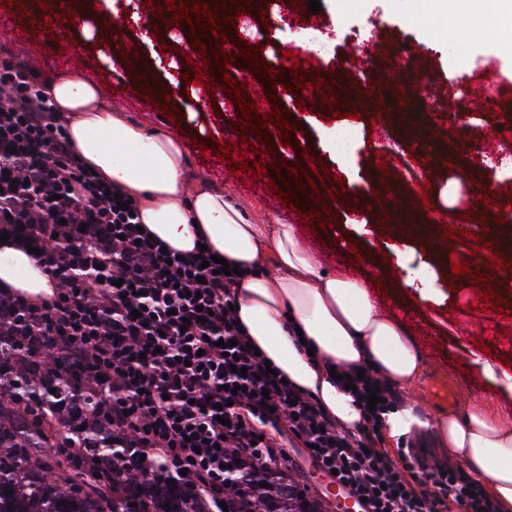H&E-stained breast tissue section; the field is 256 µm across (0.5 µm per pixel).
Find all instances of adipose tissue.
Instances as JSON below:
<instances>
[{"mask_svg": "<svg viewBox=\"0 0 512 512\" xmlns=\"http://www.w3.org/2000/svg\"><path fill=\"white\" fill-rule=\"evenodd\" d=\"M467 9L494 37L512 30V0H467ZM45 90L69 116L67 132L80 160L137 200L147 230L177 251L193 250L204 240L244 270L236 300L239 323L339 429L357 431L362 419L352 395L333 379V367L369 366L393 385L417 391L426 367L423 353L401 320L379 311L368 280L322 269L301 244L296 225L249 223L223 189L204 179L188 183L187 143L129 120L82 70L59 72ZM115 144L135 147L148 166L119 159L111 150ZM386 249L390 266L405 274L404 287L419 304L440 313L444 298L434 288V266L410 274L404 238ZM0 286L42 298L56 288L13 238L0 242ZM433 431L439 460L465 466L486 483L499 512H512V426L474 402L463 416H439Z\"/></svg>", "mask_w": 512, "mask_h": 512, "instance_id": "adipose-tissue-1", "label": "adipose tissue"}]
</instances>
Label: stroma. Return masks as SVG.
I'll return each instance as SVG.
<instances>
[{"instance_id": "obj_1", "label": "stroma", "mask_w": 512, "mask_h": 512, "mask_svg": "<svg viewBox=\"0 0 512 512\" xmlns=\"http://www.w3.org/2000/svg\"><path fill=\"white\" fill-rule=\"evenodd\" d=\"M139 6L140 24H126L122 29H96L86 36L82 28L70 30L68 37L74 48L83 53V69L102 82L112 103L126 112L130 120L148 129L182 134L189 147V174L204 171L198 144L217 137L230 143V158L235 164L250 165L262 161L263 176L250 189L243 190L224 171L207 172L215 186L239 206L245 218L255 224H300L301 211L310 209L311 199L300 200L298 208L271 203L265 185L275 179L271 165L281 162L291 172L305 170L319 174L324 183L323 194L331 214L339 223L334 228L315 227L303 232L301 239L314 254L328 255V268L340 269L375 283L374 293L383 305L403 319L407 330L423 351L427 367L422 377V398L416 403L417 416L426 428L411 429L397 437H384L383 446L391 457L411 446L434 452L436 440L431 422L448 409H461L465 400L490 403L505 422L512 424V402L501 400L494 386L485 381L471 363V351L484 342L494 362H505L512 374V271L483 267L482 276L493 286L502 300L501 310L481 307V295L474 290L470 275L453 274L452 261H470L472 256L501 258L512 262V252L491 247L489 225L500 223L512 213V173L484 163L482 157L468 152L467 147L480 143L493 128L492 117L506 96H512V53L505 52L497 40L484 37L468 21L466 8H458L450 25L435 21L426 8H411L409 0H320L322 7L316 20L306 11L283 9L280 0H268L264 17H241L227 33L223 44L234 59L228 72L236 83L246 84V93L258 114L279 108L293 126L291 145L281 144L277 124H269L268 135L250 133L248 141H240L235 130L240 118L230 112L226 91L216 89L214 99H206V87L185 81L188 69L184 57L190 46L178 30L167 27L152 29L151 7L144 0ZM16 20L0 10V47L17 60L33 68L42 80L52 79L60 70L54 59L55 43L50 38L33 34L22 39L9 36ZM329 33L333 39L326 53L310 49L300 39L303 31ZM385 41L394 51L392 63L372 70L355 63L358 49L375 47ZM241 47L258 49L257 62L238 57ZM131 49V57H122V49ZM312 70L325 81L346 75L349 82L366 96H373L374 83H382L393 97H400L402 76L409 67L422 68L433 77L432 93L447 101L460 81L471 77L478 65L491 69L478 100L456 102V110L464 114L461 127H453L447 111L433 113L432 122L440 134H453L462 156L449 165H436L431 154L417 151L401 140L386 111L358 108L341 101L342 115L334 119L328 106L322 105L315 88L289 93L290 77L277 80L273 96L257 94L263 79L255 74V64L274 68L291 63ZM146 65L154 85L163 96L149 94L137 81V65ZM205 104H198V97ZM325 117L326 129L345 127L349 130V148L343 159H336L328 145L325 131L310 122L311 117ZM385 169H378L377 161ZM468 168L469 178L458 186L454 198H447L461 168ZM429 172L426 195L415 194L408 180L409 172ZM344 177V193H337L336 177ZM491 186L503 193L502 206L487 210L476 206L478 188ZM410 199L420 211L422 223L430 232L416 238L415 256L434 263L438 272L437 288L446 291L448 301L444 324L432 323L425 307L417 305L399 276L393 275L384 260L386 237L395 235L397 225L392 209L402 199ZM364 220L378 225V237L357 240L351 220ZM473 226L477 231L475 248L449 247L444 240L445 227Z\"/></svg>"}]
</instances>
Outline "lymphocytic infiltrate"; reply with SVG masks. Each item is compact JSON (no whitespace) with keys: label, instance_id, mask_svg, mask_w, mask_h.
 Masks as SVG:
<instances>
[{"label":"lymphocytic infiltrate","instance_id":"obj_1","mask_svg":"<svg viewBox=\"0 0 512 512\" xmlns=\"http://www.w3.org/2000/svg\"><path fill=\"white\" fill-rule=\"evenodd\" d=\"M42 85L26 64L0 55V226L38 249L57 284L51 300L18 297L23 320L13 329L19 344L44 337L82 371L126 463L161 466L218 507L225 473L256 460L291 467L286 443L274 438L282 431L318 471L363 499L364 512H497L462 468L378 449L379 415L403 404L387 380L369 371L354 379L363 426L348 433L269 373L229 308L241 276L200 268L208 251L168 259L161 240L138 232L137 203L119 207L118 186L78 161L67 120ZM374 385L381 401L372 409Z\"/></svg>","mask_w":512,"mask_h":512}]
</instances>
